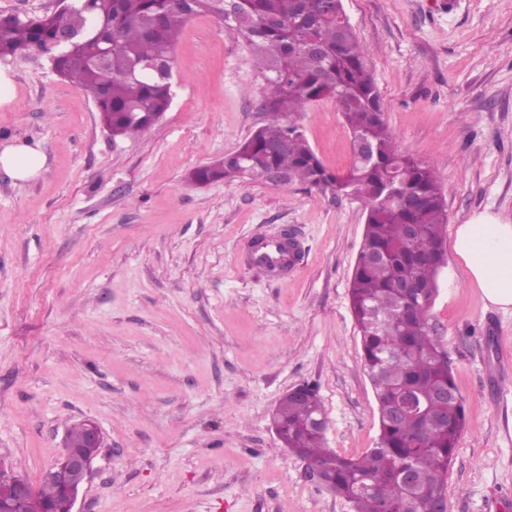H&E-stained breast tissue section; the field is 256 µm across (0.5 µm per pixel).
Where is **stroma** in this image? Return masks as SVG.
<instances>
[{
	"label": "stroma",
	"mask_w": 512,
	"mask_h": 512,
	"mask_svg": "<svg viewBox=\"0 0 512 512\" xmlns=\"http://www.w3.org/2000/svg\"><path fill=\"white\" fill-rule=\"evenodd\" d=\"M400 148L432 164L447 233L512 221V0H343ZM15 100L0 147L46 157L0 170V461L39 486L76 425L102 446L76 512H353L281 443L272 411L316 385L325 445L373 448L378 406L348 288L365 217L301 184L188 174L266 121L245 40L193 16L171 54L173 101L115 139L93 99L36 52L4 64ZM345 173L334 100L295 117ZM288 231L301 256L274 279L245 260L254 234ZM431 322L464 400L448 512H512V314L485 306L449 256ZM44 164V154L28 145H6L0 150V168L13 179L31 180L40 173Z\"/></svg>",
	"instance_id": "35a3bbf8"
}]
</instances>
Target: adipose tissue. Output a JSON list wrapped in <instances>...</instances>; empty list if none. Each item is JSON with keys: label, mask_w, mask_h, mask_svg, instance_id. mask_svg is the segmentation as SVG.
<instances>
[{"label": "adipose tissue", "mask_w": 512, "mask_h": 512, "mask_svg": "<svg viewBox=\"0 0 512 512\" xmlns=\"http://www.w3.org/2000/svg\"><path fill=\"white\" fill-rule=\"evenodd\" d=\"M44 164V154L31 146L12 144L0 149V169L14 179L30 180ZM451 248L485 305L512 311V224L487 214L474 217L457 225Z\"/></svg>", "instance_id": "1"}]
</instances>
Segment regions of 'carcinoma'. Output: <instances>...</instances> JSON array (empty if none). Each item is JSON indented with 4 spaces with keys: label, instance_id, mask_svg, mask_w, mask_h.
Here are the masks:
<instances>
[{
    "label": "carcinoma",
    "instance_id": "carcinoma-1",
    "mask_svg": "<svg viewBox=\"0 0 512 512\" xmlns=\"http://www.w3.org/2000/svg\"><path fill=\"white\" fill-rule=\"evenodd\" d=\"M214 15L245 39L263 80L267 123L223 162L193 169L195 183L226 180L244 169V181L307 185L335 198L363 203L365 228L349 285L364 368L379 410L376 447L359 458L324 446L326 421L317 389L283 395L273 424L285 446L322 483L348 500L354 512H432L465 428L460 397L437 402L440 388H455L449 356L431 325L437 276L446 262V201L434 166L402 151L383 119L380 92L342 0H75L67 14L0 20V58L24 51L48 56L57 72L95 101L114 138L134 137L172 103L171 53L185 22ZM65 27L82 37L63 54ZM112 39L101 74L89 52ZM161 65L159 74L146 68ZM323 99L336 101L352 138L373 146L372 158L353 159L340 175L329 171L293 116ZM419 224V239L407 225ZM409 282L411 296L400 285ZM37 503L53 502L58 487L44 475Z\"/></svg>",
    "mask_w": 512,
    "mask_h": 512
}]
</instances>
